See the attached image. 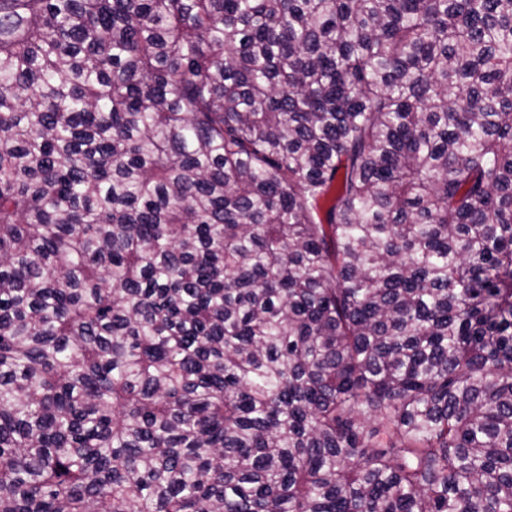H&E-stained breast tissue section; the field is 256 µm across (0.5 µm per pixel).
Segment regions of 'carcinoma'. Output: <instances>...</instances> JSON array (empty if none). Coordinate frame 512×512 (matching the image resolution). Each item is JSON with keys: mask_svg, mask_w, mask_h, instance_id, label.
I'll return each instance as SVG.
<instances>
[{"mask_svg": "<svg viewBox=\"0 0 512 512\" xmlns=\"http://www.w3.org/2000/svg\"><path fill=\"white\" fill-rule=\"evenodd\" d=\"M0 512H512V0H0Z\"/></svg>", "mask_w": 512, "mask_h": 512, "instance_id": "carcinoma-1", "label": "carcinoma"}]
</instances>
